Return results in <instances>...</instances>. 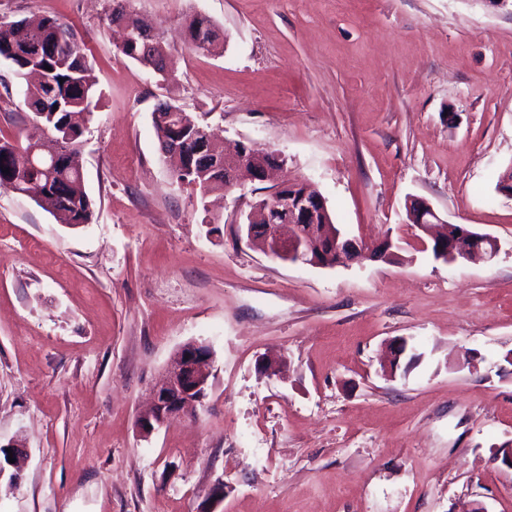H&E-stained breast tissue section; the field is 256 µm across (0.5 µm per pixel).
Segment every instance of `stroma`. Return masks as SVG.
Instances as JSON below:
<instances>
[{
  "label": "stroma",
  "mask_w": 512,
  "mask_h": 512,
  "mask_svg": "<svg viewBox=\"0 0 512 512\" xmlns=\"http://www.w3.org/2000/svg\"><path fill=\"white\" fill-rule=\"evenodd\" d=\"M170 78L117 51L106 0H0L84 43L101 98L80 162L92 223L0 189V446L25 443L0 512H512V0H131ZM219 51L186 43L185 20ZM0 61V138L35 131ZM181 106L288 160L347 237L393 257L331 268L249 244L254 200L176 181L153 112ZM420 198L494 236L434 258ZM406 338L408 371H382ZM214 353L196 413L137 426L173 354ZM281 359L279 371L262 368ZM204 31V39L197 43V38L201 31ZM188 41L191 47L196 51H211L217 49L220 45L217 41L218 34L211 20L202 14H196L188 21Z\"/></svg>",
  "instance_id": "1"
}]
</instances>
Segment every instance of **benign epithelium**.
Here are the masks:
<instances>
[{
  "label": "benign epithelium",
  "instance_id": "obj_1",
  "mask_svg": "<svg viewBox=\"0 0 512 512\" xmlns=\"http://www.w3.org/2000/svg\"><path fill=\"white\" fill-rule=\"evenodd\" d=\"M123 30V40L138 38L149 41L154 34L143 23L129 25L118 23ZM196 147L180 138L166 149L178 162L175 173L186 171L185 161L207 151L219 161L224 170V187L229 188L246 176L252 181L265 182L273 171L285 165L286 159L264 150L252 141L242 140L232 147L216 143L206 130ZM408 214L415 226L431 237L436 257L447 262L458 260H490L498 252L497 239L471 229L455 231L456 225L443 221L425 201L411 200ZM326 223V205L323 197L302 187L299 182H282L273 185L268 197L251 204L243 221L246 236L258 240L272 256L284 261L314 267H334L361 260L367 256L386 258L393 242L385 237L368 245L345 237L339 231L316 233L314 226ZM265 225L266 233L256 237L254 225ZM212 374V351L204 344L190 342L184 345L171 360L166 378L152 390L150 409L139 416L141 432L150 434L166 421L196 410L207 396Z\"/></svg>",
  "mask_w": 512,
  "mask_h": 512
}]
</instances>
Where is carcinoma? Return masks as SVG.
Here are the masks:
<instances>
[{"mask_svg": "<svg viewBox=\"0 0 512 512\" xmlns=\"http://www.w3.org/2000/svg\"><path fill=\"white\" fill-rule=\"evenodd\" d=\"M188 41L196 51L219 47L211 20L202 14L188 21ZM0 59L7 61L20 78L40 71V81L26 86L23 103L50 133L43 146L59 156L58 166L47 175L28 166L27 153L32 144L22 146L1 138L0 189L31 192L60 224L92 223V200L71 187L79 169L81 137L98 106L96 77L86 49L73 30L55 18L46 17L32 27L23 19L1 15ZM47 65L51 70L45 69ZM178 180L204 192L224 187L223 172L201 157L195 158L193 168L180 174Z\"/></svg>", "mask_w": 512, "mask_h": 512, "instance_id": "cac0c4a2", "label": "carcinoma"}]
</instances>
